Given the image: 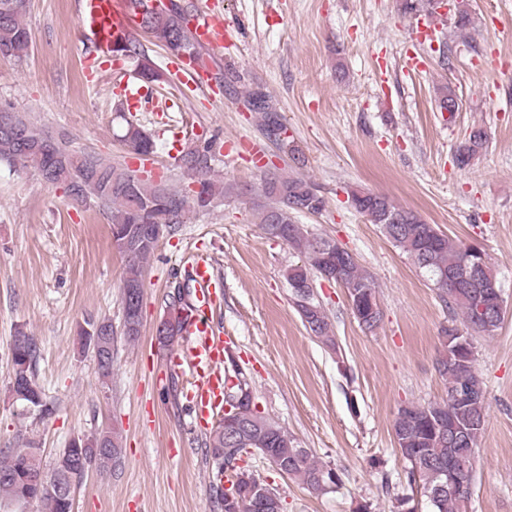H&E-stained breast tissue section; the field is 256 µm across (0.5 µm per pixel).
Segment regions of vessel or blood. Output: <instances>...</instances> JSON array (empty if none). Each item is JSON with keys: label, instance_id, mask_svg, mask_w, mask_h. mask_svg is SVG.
I'll use <instances>...</instances> for the list:
<instances>
[{"label": "vessel or blood", "instance_id": "b4317fda", "mask_svg": "<svg viewBox=\"0 0 512 512\" xmlns=\"http://www.w3.org/2000/svg\"><path fill=\"white\" fill-rule=\"evenodd\" d=\"M77 8L83 36L89 46L85 55V76L97 81L101 61L109 56L115 38H130L135 20L126 10L124 0H78ZM190 37L199 47L213 55L223 56L233 45L224 21V8L212 0L207 11L190 17ZM171 71L178 83L204 88L208 85L206 71L189 63H172ZM196 283L195 304L183 334L186 348L170 356L177 372H188L191 378L186 393L188 407L199 428H209L211 420L224 404V338L211 324L209 314L220 286L212 261L204 255L195 256L192 265Z\"/></svg>", "mask_w": 512, "mask_h": 512}]
</instances>
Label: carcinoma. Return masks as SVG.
I'll list each match as a JSON object with an SVG mask.
<instances>
[{"label":"carcinoma","instance_id":"carcinoma-1","mask_svg":"<svg viewBox=\"0 0 512 512\" xmlns=\"http://www.w3.org/2000/svg\"><path fill=\"white\" fill-rule=\"evenodd\" d=\"M131 12L138 17V27L149 35L154 44L163 47L171 56L194 50L201 67L208 68L211 57L203 54L192 42L186 22L191 4L186 0H170V4L157 9L156 14L146 12L147 0H126ZM399 10L416 15L431 9V0H398ZM29 0H0V55L22 58L31 44L30 29L25 23ZM112 55L137 59L144 79L156 82L163 74L148 55L144 45L135 40L119 39L112 45ZM244 101L250 111L261 113L263 129L278 134L279 142L287 149L296 164L302 163L297 149L285 136L282 115L261 92H249ZM19 134L0 129V162L23 169L32 168L49 183H62L69 196L77 203H92L110 213L112 238H128V245L118 247L125 258L122 287L144 289L143 264L153 255L158 243H145L140 232L146 224L165 225L164 234H176L180 225L187 223L189 214L197 208H208L214 199L224 195L245 196L249 186L224 183L210 176L211 162L215 158L214 145L191 148L180 155V166L187 175L201 181V190L193 195L164 183L153 184L132 170L106 161L94 152H76L68 148L64 136H51L10 106H1L0 112ZM121 140L130 151L148 156L154 152V141L131 121L123 126ZM486 142L484 131L470 133L466 143L456 155L459 166L470 165ZM261 191L265 202L259 205V223L269 236L274 225L282 229L281 240L303 254L304 264L291 266L286 271L289 285L304 283L313 275H323L325 262L318 250L322 237H313L297 222V215L306 211L321 212L325 200L306 179L284 175L271 165L262 172ZM348 198L357 210L370 215V223H379L386 211L400 215L401 220L382 226L384 235L400 248L424 274L448 307L461 312L465 333L492 335L502 321L492 300L495 290L501 289L497 274L488 261L470 257L468 247L453 243L448 236L429 234L427 224L415 211L395 204L388 196L361 190H352ZM476 262L475 279L471 288H455L441 282L444 273L462 266L467 259ZM332 280L344 287L358 284L376 295L372 276L358 262L329 270ZM300 317L306 318L309 329L327 347L336 348L333 325L315 298H298L295 303ZM191 311V306L172 301L167 306L164 338L159 344L172 346L179 338L184 318L179 311ZM141 314L134 313L123 319V335L130 342L141 333ZM459 328L451 325L440 336L441 351L436 365L448 385V400L427 405L408 404L398 409L393 430L399 453L406 464L405 478L409 486L422 489L431 512H470L471 490L474 482V452L485 428L486 403L484 381L475 366L474 352L466 354L457 348ZM81 352L95 349L112 355V320L87 319L77 332ZM38 347L34 337L20 330L14 336L13 378L16 387L10 389L14 401L22 409L43 417L52 413L46 394L36 378ZM466 387L470 397L459 402L454 392ZM240 416L244 429L260 436L262 446L244 442L230 447L224 434V424L217 422L206 443V455L215 467L210 489L221 512H234L227 507L228 496L239 499V512H253L248 499V479L252 472L242 465L249 449L256 448L266 459L287 466L288 477L312 492H326L341 483L340 475L322 463L306 449L298 447L295 438L273 419L258 411L252 398L240 402ZM103 451L98 472L105 473L120 460L122 448L119 435L102 429L91 434L73 437L62 448L51 467L44 465L39 449L31 443L17 448H0V508L15 506L23 512L36 505L38 512H73V495L82 480L81 474L61 465L65 457L95 456ZM453 469L467 484L465 491H443L439 483Z\"/></svg>","mask_w":512,"mask_h":512}]
</instances>
